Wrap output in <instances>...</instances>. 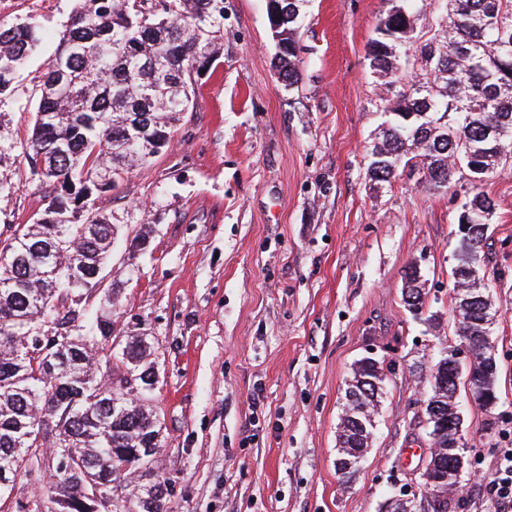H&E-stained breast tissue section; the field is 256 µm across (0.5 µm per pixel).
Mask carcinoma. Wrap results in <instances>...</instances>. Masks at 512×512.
<instances>
[{
    "mask_svg": "<svg viewBox=\"0 0 512 512\" xmlns=\"http://www.w3.org/2000/svg\"><path fill=\"white\" fill-rule=\"evenodd\" d=\"M54 59L39 84L33 132L25 153L32 180L44 189L36 222L17 225L0 241V499L33 471L40 449L61 441L72 465L55 470L49 491L60 512H84L82 491L113 498L128 471H148L162 424L142 399L105 384L133 378L154 385L155 360L145 342L119 341L112 322L114 288L98 306L84 291L97 286L112 257L115 224L100 212V194L117 187L134 166H146L169 145L180 114L189 111L194 77L211 69L224 40V0H76ZM419 0H395L369 43L375 73L393 95L387 127L370 151L375 183H392L419 160L426 180L446 188L464 171L452 269L457 337L469 339L474 360L463 370L453 350L431 369L422 413L431 445L465 454L457 392L464 380L497 403V364L489 341L492 304L481 253L496 204L482 189L512 161V0H444L432 34L397 46L415 31ZM296 23L273 31L284 87L300 81ZM40 42L29 19L0 29V102ZM421 59L410 78L395 74V50ZM508 132L499 143L491 130ZM425 282L405 273L404 304L424 309ZM385 380L379 362L360 361L347 384L337 434L339 451L361 458L373 438L374 410ZM453 481L423 480L420 512H453ZM166 480L157 476L124 500L119 512H166Z\"/></svg>",
    "mask_w": 512,
    "mask_h": 512,
    "instance_id": "carcinoma-1",
    "label": "carcinoma"
}]
</instances>
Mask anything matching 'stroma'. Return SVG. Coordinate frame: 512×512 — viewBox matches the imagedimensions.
Instances as JSON below:
<instances>
[{
    "label": "stroma",
    "mask_w": 512,
    "mask_h": 512,
    "mask_svg": "<svg viewBox=\"0 0 512 512\" xmlns=\"http://www.w3.org/2000/svg\"><path fill=\"white\" fill-rule=\"evenodd\" d=\"M75 0H0V28L26 18L42 41L0 104V234L32 223L42 192L25 159L36 87ZM389 0H309L296 36L301 83L285 88L265 0H224V46L196 79L170 145L131 170L100 210L118 227L105 283L118 332L155 349L148 406L163 424L153 471L169 512H385L419 487L428 457L419 402L441 348L457 343L450 302L461 185L421 169L367 177L385 91L367 58ZM484 189L497 208L484 248L495 311L499 402L459 403L472 469L462 512H494L476 476L512 444V166ZM426 281L430 325L402 289ZM379 361L384 394L358 471L336 470L354 364ZM425 281L421 280V275L412 265L408 267L405 273L404 304L408 310L415 315L424 309ZM419 314V315H420Z\"/></svg>",
    "instance_id": "stroma-1"
}]
</instances>
